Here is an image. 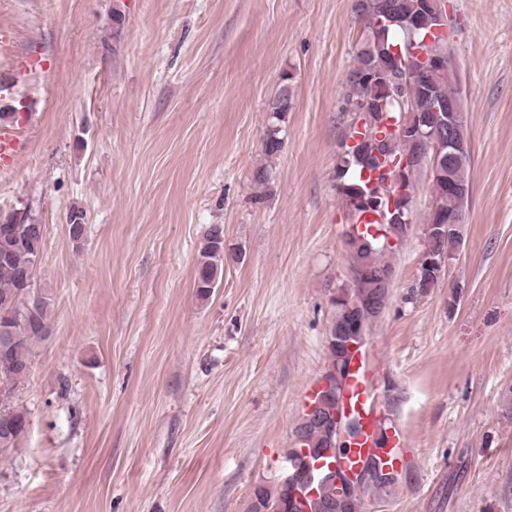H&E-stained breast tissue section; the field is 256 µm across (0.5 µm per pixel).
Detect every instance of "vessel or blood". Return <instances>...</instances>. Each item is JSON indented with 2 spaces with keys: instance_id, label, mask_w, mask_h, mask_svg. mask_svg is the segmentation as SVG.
<instances>
[{
  "instance_id": "vessel-or-blood-1",
  "label": "vessel or blood",
  "mask_w": 512,
  "mask_h": 512,
  "mask_svg": "<svg viewBox=\"0 0 512 512\" xmlns=\"http://www.w3.org/2000/svg\"><path fill=\"white\" fill-rule=\"evenodd\" d=\"M28 122L27 114L20 113L12 125L0 126V180L13 177L16 166L28 149V143L21 132ZM377 370L368 350L357 347L349 362V371L339 401V413L343 417L358 418L362 427L350 454L339 460L344 470H361L376 452L379 434H386L385 454L400 456L407 443L400 429L385 427L380 411L374 402L373 386Z\"/></svg>"
}]
</instances>
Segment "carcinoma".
<instances>
[{
	"instance_id": "cac0c4a2",
	"label": "carcinoma",
	"mask_w": 512,
	"mask_h": 512,
	"mask_svg": "<svg viewBox=\"0 0 512 512\" xmlns=\"http://www.w3.org/2000/svg\"><path fill=\"white\" fill-rule=\"evenodd\" d=\"M418 0H354L353 9L358 20L363 24V39L356 52L357 65L350 70L355 74L362 70L374 73L379 78L387 76L390 67V47L394 41L389 39L390 29H382L380 21L385 14H395L404 24L397 29L408 35V38L421 42L434 26L444 25L443 11L436 7L422 16H416ZM457 101L454 81L441 79L433 85L432 96L418 95L412 106L410 120L414 123L425 117L432 108V99ZM292 109V94L277 90L268 106V126L264 140V155L273 159L283 148L282 132L288 112ZM363 126H358L354 120L348 125L344 141L356 137L360 130L372 131L383 135L377 144L363 151V155H352L341 152L336 164V178L341 180L338 191L348 223L354 224L365 214L358 206V191L367 188L371 182L377 186L386 184L385 176L380 169L390 162L403 156H412L419 145L409 140H402L393 131L387 130L384 122L400 119L396 111H386L381 107H369L362 113ZM379 151L381 157L372 155ZM432 196L440 203L441 213H453L460 207V200L448 194V171L432 179ZM8 236L0 232V326L10 327L12 345L8 355H0V415L11 422L13 431L6 442L0 443V451L18 447L25 436L29 419L26 411L13 404V395L20 384V377L30 371L32 346L50 336L49 299L41 294L39 299L30 304L24 313H19L13 306L28 271H36L41 255L42 240L34 237L28 231V225L23 223H3ZM382 232L375 237L369 231H348L347 244L354 251L356 262L376 272L393 270V265L385 257L399 251V247L387 243V237L402 238L405 227L401 224H391L387 220L373 225ZM460 245V239L450 235L429 242V247L438 252L453 254ZM196 288L199 295L207 297L215 288L214 281L221 277L224 265V225L212 224L206 234L205 242L200 251ZM357 293L365 299L377 304L385 300L386 291L380 281L366 279L358 283V288H343L340 296ZM324 377L336 384V387L323 390L317 397L318 412L311 420L301 416L296 425V447L290 449L289 458L305 460L313 466L316 462L335 455H326L325 451L334 448L336 431V405L340 395L337 388L339 381L335 373L326 371ZM398 485L394 480H378L373 486L347 489L336 484L328 477L319 479L314 484H306L302 496L291 497L288 485L279 484L275 491L259 485L253 491L251 512H366L368 506L377 494L390 491Z\"/></svg>"
}]
</instances>
